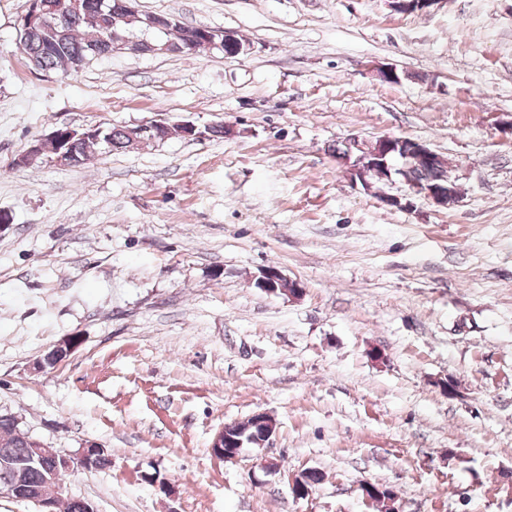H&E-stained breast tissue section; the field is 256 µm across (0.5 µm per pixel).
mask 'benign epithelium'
I'll return each instance as SVG.
<instances>
[{
  "mask_svg": "<svg viewBox=\"0 0 512 512\" xmlns=\"http://www.w3.org/2000/svg\"><path fill=\"white\" fill-rule=\"evenodd\" d=\"M47 12H37L32 10L22 16V33L26 34L35 27L43 25L49 17ZM52 19H58L57 15L50 16ZM202 42L208 47L224 48L229 45L233 48V53L239 54L245 51L246 46L239 43L237 38L231 33H224V40L215 43L210 34L202 33ZM103 131L101 127H92L90 129H56L49 134V139L57 142L59 147L58 157L55 158V164L65 163V158L70 156V145L76 140H100ZM403 153L405 157L417 156V159L430 165H436L442 160V156L436 154L424 145L414 149H407L405 139L395 137H384L374 144H365L357 139L350 141V147L346 154L337 158L338 163L345 166L349 174V180L352 184H366L369 175L377 174L378 171L388 167V158L393 154ZM425 197L432 200L435 204L446 208L458 202V196L453 191L443 192L438 184H416L410 186L402 195L386 194L382 196V202L388 206H394L402 209H408L413 206L412 199L415 197ZM283 281V276L275 268H269L263 272L259 280L261 288L265 291L275 294L279 285ZM79 341L75 338H65L59 341L50 352L46 353L40 361L39 368L45 369L49 365L58 364L63 361L78 346ZM252 426L259 432L262 440H267L275 430V421L265 412H258L251 416ZM231 426L226 425L215 436L211 452L214 457L228 461L234 460L239 455V450L232 452L224 451L225 442L229 441V431ZM102 451V446L94 441L85 443L75 453H66L58 448H47L43 444L32 449V454L40 460L52 462V473H68L74 469L90 470L93 467L94 456ZM60 484L54 480L47 481L43 487L36 490V494H29V486L24 484L22 475L16 473L9 483V490L14 492L17 498L22 500H32L40 508V512H55V503L59 498Z\"/></svg>",
  "mask_w": 512,
  "mask_h": 512,
  "instance_id": "obj_1",
  "label": "benign epithelium"
}]
</instances>
